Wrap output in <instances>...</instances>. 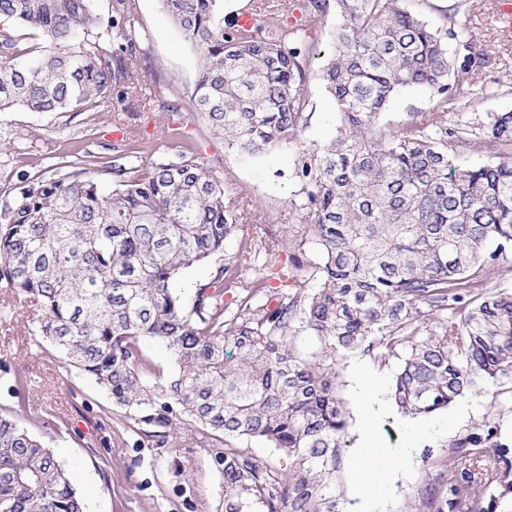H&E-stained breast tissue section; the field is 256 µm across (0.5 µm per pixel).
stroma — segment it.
Instances as JSON below:
<instances>
[{"label":"stroma","mask_w":512,"mask_h":512,"mask_svg":"<svg viewBox=\"0 0 512 512\" xmlns=\"http://www.w3.org/2000/svg\"><path fill=\"white\" fill-rule=\"evenodd\" d=\"M134 3L141 39L133 76L152 92L151 101L141 107L143 162L189 147L223 181L230 197L249 201L262 227L287 230L305 242L302 251L287 249L273 256L257 246L242 249L239 237L226 240L223 253L184 269L176 279L174 288L184 306L192 307L199 285L209 282L215 267L229 262L236 263L247 278L269 267L287 273V281H271L259 297L271 308L294 293L298 283L317 287L313 270L320 255L308 241L303 220L288 206L296 189L290 178L295 146L276 148L258 161L229 151L223 137L213 134L194 111L196 51L184 41L160 0ZM493 3L422 0L420 5L424 18L434 26L445 14L455 15L491 57L481 78L488 93L462 113L465 121L485 112H512V43L498 36ZM307 90L313 109L301 141L309 145L334 134L336 112L319 81H311ZM167 103L175 104V111H164ZM171 127L181 128V139H168ZM90 134L97 143L93 150L97 156L102 155L103 144L120 139L118 126L104 112L39 114L17 107L0 114V193L16 186L17 174L27 161L50 165L56 156L85 146ZM37 318L33 306L0 283V412L10 414L71 469L75 489L95 512H224V472L216 460V447L201 444L194 426L184 420L173 422L166 446L144 436L134 413L113 406L104 388L65 365L54 347L35 335ZM463 400L471 405L468 417L458 419L453 404L438 413L437 433L423 443L386 512H405L418 489L435 476V465L447 454L449 443L484 423L493 427V443L512 451V378L478 383Z\"/></svg>","instance_id":"stroma-1"}]
</instances>
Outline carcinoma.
Listing matches in <instances>:
<instances>
[{"instance_id":"carcinoma-1","label":"carcinoma","mask_w":512,"mask_h":512,"mask_svg":"<svg viewBox=\"0 0 512 512\" xmlns=\"http://www.w3.org/2000/svg\"><path fill=\"white\" fill-rule=\"evenodd\" d=\"M161 2L199 54L195 112L250 160L298 142L307 126L308 31L333 7L319 79L336 134L298 146L289 200L319 250L318 287L272 309L250 297L226 320L224 292L212 288L230 269L221 265L186 310L173 282L224 251L248 213L193 152L145 171L132 138L108 145L99 170L108 181L87 174L91 152H74L0 195V282L40 308L38 335L134 411L145 436L164 444L183 417L203 442L257 438L288 454L278 473L224 449V512H343L339 358L399 359L391 396L416 417L512 375V292H484L486 269L512 255V112L452 119L476 101L485 54L453 21L434 27L408 0H299L298 26L285 23L288 7L258 0L251 26L227 29L223 0ZM1 16V113L110 112L115 99L143 96L131 81V0H113L106 21L94 0H0ZM18 25L50 48L25 45ZM414 87L431 91L434 112L387 129L386 108ZM465 145L487 150L486 161L459 164ZM266 242L294 244L286 232ZM299 324L323 339L320 359L295 353ZM147 340L171 354L162 383L142 352ZM438 468L406 512H488L489 488L512 493L507 450L479 433L451 442ZM0 512H84L50 449L3 415Z\"/></svg>"}]
</instances>
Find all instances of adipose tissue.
<instances>
[{"label":"adipose tissue","instance_id":"1","mask_svg":"<svg viewBox=\"0 0 512 512\" xmlns=\"http://www.w3.org/2000/svg\"><path fill=\"white\" fill-rule=\"evenodd\" d=\"M351 393L358 409L357 431L360 444L353 464L354 496L361 502L384 507L395 483L421 443L429 438L436 427L435 420L409 423L410 438L405 446L384 447L378 438L377 424L391 416L392 409L386 398V378L371 363L354 359L350 366Z\"/></svg>","mask_w":512,"mask_h":512}]
</instances>
